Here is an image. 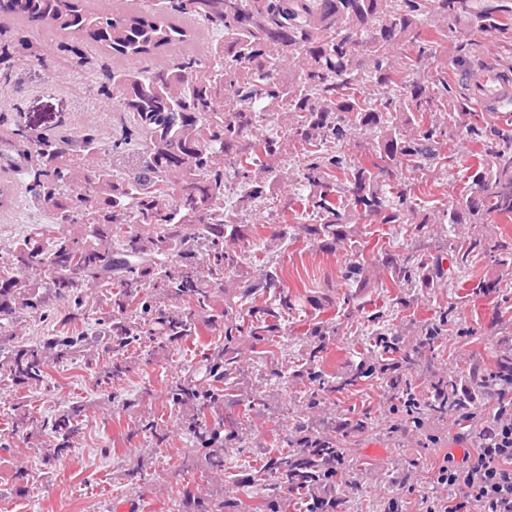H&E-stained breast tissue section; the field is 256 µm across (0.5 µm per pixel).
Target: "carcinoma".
I'll list each match as a JSON object with an SVG mask.
<instances>
[{
    "instance_id": "1",
    "label": "carcinoma",
    "mask_w": 512,
    "mask_h": 512,
    "mask_svg": "<svg viewBox=\"0 0 512 512\" xmlns=\"http://www.w3.org/2000/svg\"><path fill=\"white\" fill-rule=\"evenodd\" d=\"M182 16L223 38L200 55L185 51L189 35L177 24ZM463 19L512 39L508 3L473 11L469 0H130L118 10L100 0H8L0 18V84L9 83L16 66L41 56L16 27L47 26L73 39L60 45L52 68L83 72L89 92L119 115L121 134L108 146L94 127L41 132L0 114L6 127L0 183L19 177L27 205L51 216V223L29 225L0 250V386H42L51 365L77 353L87 355L89 366L106 361L97 376L102 384L114 382L129 372L126 353L143 337L172 348L207 320L224 334V344L172 383L165 397L181 413L207 477L223 479L230 450L262 448L248 434L253 420L231 415L241 390L250 388L253 415L268 410L236 337L275 342L297 302L279 260L287 238L270 239L253 264L240 246L248 240L243 216L278 198L279 177L270 163L303 156L300 178L309 193L286 203L292 212H311L312 223L297 225L298 231L323 248L348 246L346 284L361 292L384 275L402 305L411 293L448 285V236L459 225L512 219V129L478 125L445 77L410 76ZM429 20L439 25L426 39L422 26ZM83 43L102 48L112 62L86 56ZM160 49L172 50L163 64L135 65ZM368 85L375 96L365 91ZM261 115L281 131H260ZM363 134L372 138L367 163L341 151ZM456 135L497 142L468 176L465 197L414 221L409 255L383 249L366 260L368 240L351 227L352 213L405 223L406 213H417L414 188L405 184L390 196V179L404 169H424ZM480 255L494 256L512 273L507 240L473 232L456 264ZM87 287L100 289L110 306L91 331L4 346L10 323L44 312L53 298L71 303L64 322L72 324ZM259 296L268 302L254 303ZM447 325L445 312L378 332L366 346L372 363L331 379L322 368V342L336 327L313 324L293 371L308 380L305 405L287 449L265 461L264 493L252 503L200 494L187 500L185 512H288L286 492L312 501L316 512H336V477L358 467L345 440L372 423L366 417L336 422L322 411L327 396L371 377L398 401L404 420L427 426L465 416L487 395L479 367L448 377L421 365L420 348L444 335ZM410 335L419 337V346L404 343ZM501 335L497 368L512 371V323L502 324ZM414 371L429 385L424 399L412 390ZM80 413L72 407L42 422L56 439L44 464L70 451Z\"/></svg>"
}]
</instances>
